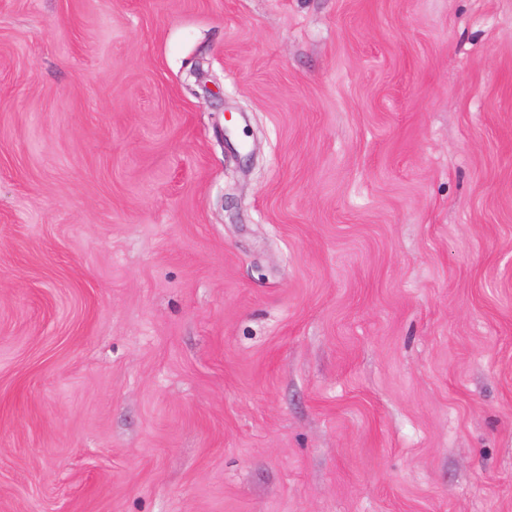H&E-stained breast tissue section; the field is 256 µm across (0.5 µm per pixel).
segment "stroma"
Wrapping results in <instances>:
<instances>
[{"instance_id": "35a3bbf8", "label": "stroma", "mask_w": 512, "mask_h": 512, "mask_svg": "<svg viewBox=\"0 0 512 512\" xmlns=\"http://www.w3.org/2000/svg\"><path fill=\"white\" fill-rule=\"evenodd\" d=\"M0 512H512V0H0Z\"/></svg>"}]
</instances>
